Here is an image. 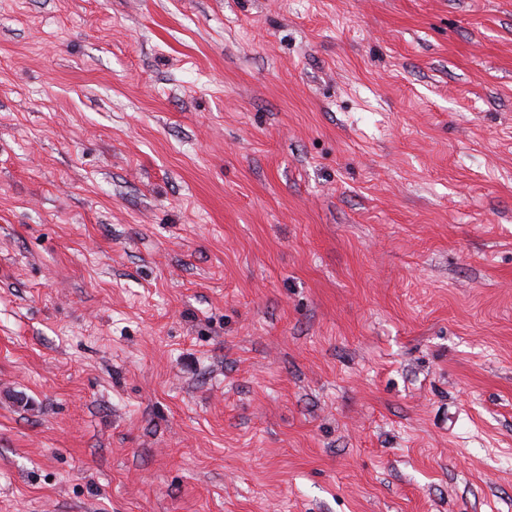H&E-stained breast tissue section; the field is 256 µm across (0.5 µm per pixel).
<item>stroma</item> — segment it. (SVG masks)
<instances>
[{"label": "stroma", "mask_w": 512, "mask_h": 512, "mask_svg": "<svg viewBox=\"0 0 512 512\" xmlns=\"http://www.w3.org/2000/svg\"><path fill=\"white\" fill-rule=\"evenodd\" d=\"M0 512H512V0H0Z\"/></svg>", "instance_id": "obj_1"}]
</instances>
